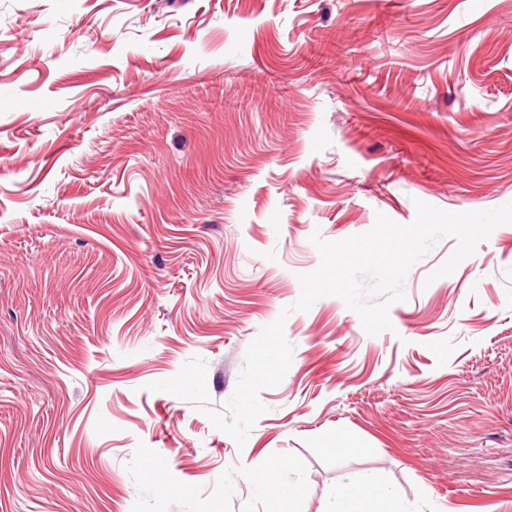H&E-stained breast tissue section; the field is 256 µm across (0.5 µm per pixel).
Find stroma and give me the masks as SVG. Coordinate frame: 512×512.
Returning a JSON list of instances; mask_svg holds the SVG:
<instances>
[{"mask_svg": "<svg viewBox=\"0 0 512 512\" xmlns=\"http://www.w3.org/2000/svg\"><path fill=\"white\" fill-rule=\"evenodd\" d=\"M512 202V0H0V512H324L371 471L512 512V224L392 330L336 297L244 447L215 408L308 238ZM263 490H256V483Z\"/></svg>", "mask_w": 512, "mask_h": 512, "instance_id": "1", "label": "stroma"}]
</instances>
